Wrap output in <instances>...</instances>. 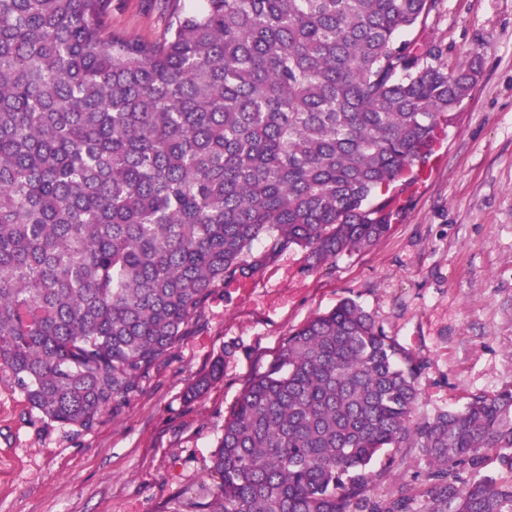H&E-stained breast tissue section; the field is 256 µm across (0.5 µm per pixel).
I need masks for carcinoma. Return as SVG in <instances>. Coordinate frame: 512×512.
Masks as SVG:
<instances>
[{"mask_svg":"<svg viewBox=\"0 0 512 512\" xmlns=\"http://www.w3.org/2000/svg\"><path fill=\"white\" fill-rule=\"evenodd\" d=\"M439 2L167 0L144 43L112 0H0V374L30 408L91 427L215 288L384 237L377 194L476 79L424 34ZM423 370L353 298L311 317L224 419L208 512H512V478L453 476L512 448V384L419 416ZM404 448L416 493L367 495Z\"/></svg>","mask_w":512,"mask_h":512,"instance_id":"carcinoma-1","label":"carcinoma"}]
</instances>
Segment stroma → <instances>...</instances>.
Returning a JSON list of instances; mask_svg holds the SVG:
<instances>
[{
    "mask_svg": "<svg viewBox=\"0 0 512 512\" xmlns=\"http://www.w3.org/2000/svg\"><path fill=\"white\" fill-rule=\"evenodd\" d=\"M167 21L164 0H112L116 34L154 42ZM426 33L449 66L475 58L478 73L429 162L391 189L388 234L312 269L291 249L247 287L215 289L91 428L41 417L0 377V512H203L230 408L290 333L346 297L423 361L419 415L512 382V0H441ZM219 357L223 376L186 401ZM370 469L378 496L412 487L427 460L407 448Z\"/></svg>",
    "mask_w": 512,
    "mask_h": 512,
    "instance_id": "35a3bbf8",
    "label": "stroma"
}]
</instances>
